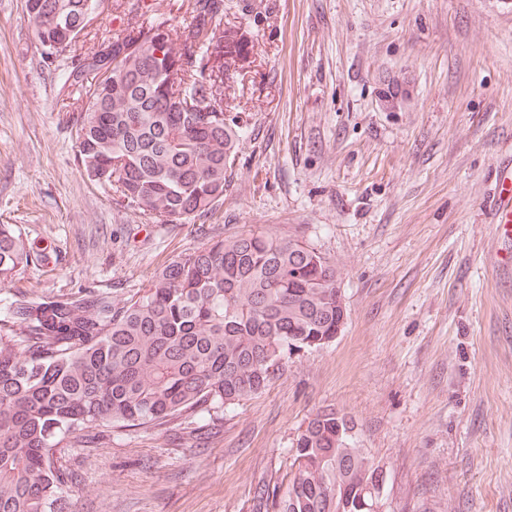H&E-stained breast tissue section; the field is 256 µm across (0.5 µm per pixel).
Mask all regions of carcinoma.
Segmentation results:
<instances>
[{
	"instance_id": "carcinoma-1",
	"label": "carcinoma",
	"mask_w": 512,
	"mask_h": 512,
	"mask_svg": "<svg viewBox=\"0 0 512 512\" xmlns=\"http://www.w3.org/2000/svg\"><path fill=\"white\" fill-rule=\"evenodd\" d=\"M29 0L42 45L67 40L76 161L144 215L177 224L224 202L240 126L216 109L226 56L249 55L247 33L224 0H193L189 22L139 19L131 4L118 34L103 30L82 56L87 2ZM43 258L0 224V284ZM336 267L299 239L245 231L208 242L158 271L120 302L85 287L0 307V512H66L77 480L56 465L82 434L159 429L262 392L270 368L332 342L347 309L336 304ZM285 491L257 490V509L358 512L374 466L336 440V411L300 432Z\"/></svg>"
}]
</instances>
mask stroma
<instances>
[{"label":"stroma","instance_id":"obj_1","mask_svg":"<svg viewBox=\"0 0 512 512\" xmlns=\"http://www.w3.org/2000/svg\"><path fill=\"white\" fill-rule=\"evenodd\" d=\"M250 64L224 76L243 136L224 203L168 224L81 174L25 0H0V224L45 248L0 299L84 285L120 301L209 241L271 230L334 264L331 343L260 394L62 463L72 512H254L318 410L384 465L387 512H512V273L486 202L512 159V0H233Z\"/></svg>","mask_w":512,"mask_h":512}]
</instances>
